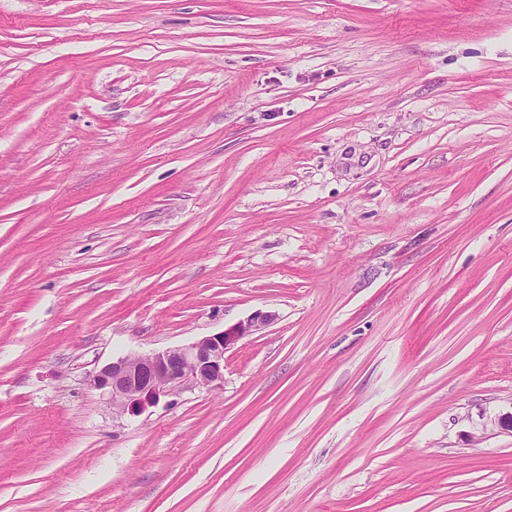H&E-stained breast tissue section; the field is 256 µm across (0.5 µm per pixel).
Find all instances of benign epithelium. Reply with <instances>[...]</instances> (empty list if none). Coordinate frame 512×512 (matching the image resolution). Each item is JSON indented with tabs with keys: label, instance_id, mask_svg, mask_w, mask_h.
<instances>
[{
	"label": "benign epithelium",
	"instance_id": "benign-epithelium-1",
	"mask_svg": "<svg viewBox=\"0 0 512 512\" xmlns=\"http://www.w3.org/2000/svg\"><path fill=\"white\" fill-rule=\"evenodd\" d=\"M275 318L271 312L256 311L245 321L188 344L120 357L97 371L89 384L108 397L118 417L135 415L174 392L221 387L227 350Z\"/></svg>",
	"mask_w": 512,
	"mask_h": 512
}]
</instances>
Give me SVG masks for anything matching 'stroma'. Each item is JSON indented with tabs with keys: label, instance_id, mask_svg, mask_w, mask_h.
<instances>
[{
	"label": "stroma",
	"instance_id": "35a3bbf8",
	"mask_svg": "<svg viewBox=\"0 0 512 512\" xmlns=\"http://www.w3.org/2000/svg\"><path fill=\"white\" fill-rule=\"evenodd\" d=\"M509 412L512 0H0V512H512ZM276 315L256 311L246 321L188 344L125 356L104 365L89 380L112 404L116 417L135 415L161 396L224 384V355L241 339L272 324Z\"/></svg>",
	"mask_w": 512,
	"mask_h": 512
}]
</instances>
